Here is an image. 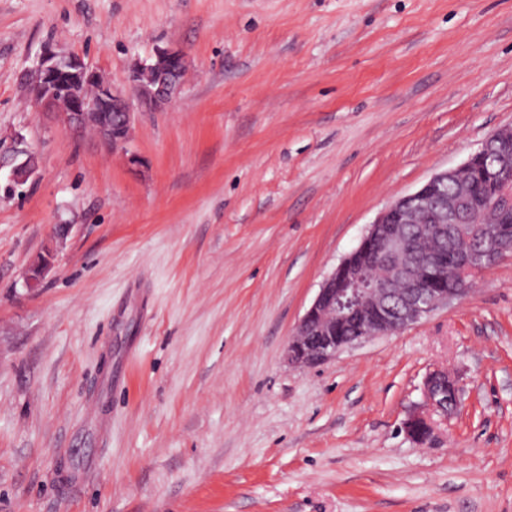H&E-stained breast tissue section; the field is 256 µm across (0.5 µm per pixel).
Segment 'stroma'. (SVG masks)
Wrapping results in <instances>:
<instances>
[{"instance_id":"35a3bbf8","label":"stroma","mask_w":512,"mask_h":512,"mask_svg":"<svg viewBox=\"0 0 512 512\" xmlns=\"http://www.w3.org/2000/svg\"><path fill=\"white\" fill-rule=\"evenodd\" d=\"M49 44L119 89L182 49L181 90L111 147L28 90ZM504 127L512 0H0V148L40 153L0 194V512H512V255L286 359L376 216ZM422 392L423 403L410 412L403 423L407 437L418 445L427 444L431 438L432 416L439 415L446 420L448 413L456 410L460 402L459 383L448 374V368L435 367L430 370L424 379ZM418 421H423L428 427V434L423 442L417 441L411 431V425Z\"/></svg>"}]
</instances>
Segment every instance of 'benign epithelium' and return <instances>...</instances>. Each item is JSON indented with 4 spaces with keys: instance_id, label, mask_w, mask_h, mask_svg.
<instances>
[{
    "instance_id": "obj_1",
    "label": "benign epithelium",
    "mask_w": 512,
    "mask_h": 512,
    "mask_svg": "<svg viewBox=\"0 0 512 512\" xmlns=\"http://www.w3.org/2000/svg\"><path fill=\"white\" fill-rule=\"evenodd\" d=\"M155 58L159 64L143 62L133 69L123 92L110 85L91 86L94 71L81 59L50 49L34 72L35 100L48 110L56 108L59 98L70 99V110L62 113L68 127L81 130L91 117L97 116L101 138L114 147L120 146L126 142L122 129L131 125V100H137L148 111H156L171 105L178 95L184 52L179 48H162ZM151 68L154 69L153 88L145 96L135 77ZM479 155L492 156L499 164L500 176L492 195L480 205L475 204L469 185L443 197L437 195L448 182L470 173L473 158ZM36 157L37 151L28 146L0 156V169L10 168L6 192L14 193L28 183L38 170V165L33 163ZM485 208L512 211V128L509 127L490 134L463 164L435 173L413 192L392 201L376 217L358 247L341 260L319 288L288 343V363L299 368L325 363L355 341L399 333L438 308L465 297L479 272L512 254V236L491 226L481 227L479 245L456 253L454 268L462 287L450 291L437 287V281L448 270V254H413L405 226L416 224L420 232L435 235L442 241L453 240L465 236L470 225L481 223ZM360 260L377 270L375 284L365 289L354 305L344 309L341 302L359 277ZM346 323L362 326V335L354 338L339 335L340 326ZM459 402L460 386L448 374V369L430 370L423 382V403L404 421L407 437L414 439L413 423L422 421L430 428L432 416L448 418Z\"/></svg>"
}]
</instances>
